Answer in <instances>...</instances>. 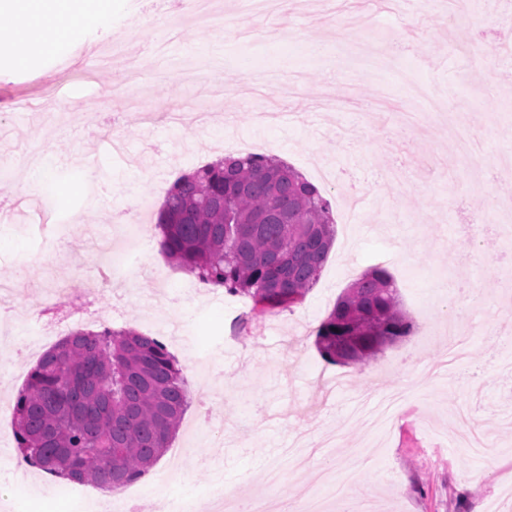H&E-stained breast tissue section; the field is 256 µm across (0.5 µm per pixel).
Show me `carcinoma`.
<instances>
[{
    "instance_id": "carcinoma-1",
    "label": "carcinoma",
    "mask_w": 512,
    "mask_h": 512,
    "mask_svg": "<svg viewBox=\"0 0 512 512\" xmlns=\"http://www.w3.org/2000/svg\"><path fill=\"white\" fill-rule=\"evenodd\" d=\"M156 226L172 265L249 298L256 320L302 302L336 237L319 188L258 154L179 177ZM413 329L391 273L376 265L338 299L315 345L331 363L362 366ZM189 402L179 362L160 341L77 328L30 370L13 408L16 441L42 470L114 490L154 467Z\"/></svg>"
}]
</instances>
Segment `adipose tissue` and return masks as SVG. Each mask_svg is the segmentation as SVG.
<instances>
[{"label":"adipose tissue","instance_id":"adipose-tissue-1","mask_svg":"<svg viewBox=\"0 0 512 512\" xmlns=\"http://www.w3.org/2000/svg\"><path fill=\"white\" fill-rule=\"evenodd\" d=\"M112 0H0V57L25 65L60 39L112 26Z\"/></svg>","mask_w":512,"mask_h":512}]
</instances>
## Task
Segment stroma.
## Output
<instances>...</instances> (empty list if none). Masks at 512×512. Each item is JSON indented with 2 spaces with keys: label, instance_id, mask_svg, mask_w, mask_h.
Listing matches in <instances>:
<instances>
[{
  "label": "stroma",
  "instance_id": "obj_1",
  "mask_svg": "<svg viewBox=\"0 0 512 512\" xmlns=\"http://www.w3.org/2000/svg\"><path fill=\"white\" fill-rule=\"evenodd\" d=\"M153 0H112L111 30H91L81 41L63 40L26 66L0 57V187L15 210L0 222V279L16 278L14 323L0 347V445L14 467L19 449L13 405L29 370L52 347L37 341V321H51L49 298L59 287L79 292L97 258L92 244L123 248L124 224L114 212L140 215L145 240L155 237L159 205L173 182L223 152L213 143L255 146L276 153L319 184L336 219V241L304 300L254 322L245 336L231 333L234 317H248L250 299L221 287L187 299L189 275L162 253L148 251L135 282L121 279L100 297L95 330L133 329L161 340L179 361L188 386L211 375L210 399L193 397L157 470L181 469L182 482L167 496L204 495L225 481L233 500L270 492L264 478L278 465L277 502L288 512L314 490L318 471H341L346 449L361 451L357 481L374 512H495L512 500V329L498 321L512 303V239H495L493 253L475 251L455 232L464 213L512 209V178L488 181L448 145V125L479 141L485 164L512 160V63L480 64L460 40L457 24L440 11L402 5L389 12L382 0H355L349 22L357 46L336 42L333 14L320 0H290L264 18L262 37L240 40L215 30L180 7V36L144 23ZM127 31L111 66L94 49H107L112 29ZM161 56L146 54L149 41ZM138 60L146 85L135 102L112 97L127 60ZM234 74L239 83L222 100L206 84L185 85L176 69ZM303 74L300 92L282 97L280 86ZM455 103L453 120L430 118L407 131L408 112H425L413 86ZM78 102L74 111L60 99ZM169 111L203 112L204 127L146 124L140 114L156 99ZM258 110L282 112L259 125ZM125 142L117 153L101 145L112 125ZM50 254L44 264L35 252ZM380 264L394 277L411 336L363 368L324 360L314 341L337 298L362 273ZM470 326L465 366L425 386L427 365L440 353L425 344L446 313ZM403 386L413 399L383 435L352 419L363 394ZM29 485L0 484V512H29L31 483L43 487L51 512L57 489L41 470Z\"/></svg>",
  "mask_w": 512,
  "mask_h": 512
}]
</instances>
